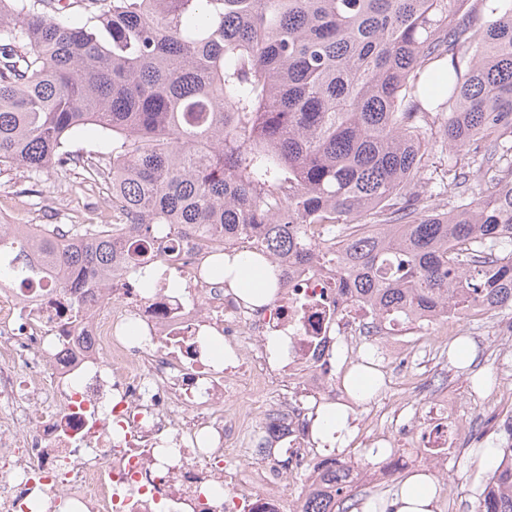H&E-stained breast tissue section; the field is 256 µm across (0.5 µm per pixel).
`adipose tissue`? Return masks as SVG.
Masks as SVG:
<instances>
[{"mask_svg":"<svg viewBox=\"0 0 512 512\" xmlns=\"http://www.w3.org/2000/svg\"><path fill=\"white\" fill-rule=\"evenodd\" d=\"M224 282L238 299L261 308L274 300L272 276L268 266L256 265L248 254L225 255ZM353 435L346 409L325 405L317 409L312 425V438L320 445L340 448ZM438 486L431 475L420 473L406 478L396 487L390 502L392 512H433Z\"/></svg>","mask_w":512,"mask_h":512,"instance_id":"adipose-tissue-1","label":"adipose tissue"}]
</instances>
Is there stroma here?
<instances>
[{
	"label": "stroma",
	"mask_w": 512,
	"mask_h": 512,
	"mask_svg": "<svg viewBox=\"0 0 512 512\" xmlns=\"http://www.w3.org/2000/svg\"><path fill=\"white\" fill-rule=\"evenodd\" d=\"M108 181L95 184L80 182L75 174L52 171L42 175L37 187H30L19 171H0L1 224H88L111 220ZM512 322V310L497 312L475 324L473 332H461L456 348L445 351L441 326L426 328L415 336V354L407 364L380 360L375 345L365 342L358 348L340 343L336 350L338 364L335 385H342L345 374L358 360H370L376 366L380 391L373 398L354 400L350 417L354 425L352 441L341 448H317L322 457L360 459L378 462L379 451H391L396 443L385 422L370 423L377 410L401 408L404 420L414 431L424 427L422 411L439 391L461 401L463 426L484 430L488 441L497 437L496 416L512 400V372L507 362L495 355L494 326ZM471 350L469 360L457 358L458 346ZM478 454L462 447L448 459L430 466L439 485L434 512H472L477 493L486 480L476 466Z\"/></svg>",
	"instance_id": "35a3bbf8"
}]
</instances>
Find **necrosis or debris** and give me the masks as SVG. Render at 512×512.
<instances>
[{
    "instance_id": "4bbe7bcc",
    "label": "necrosis or debris",
    "mask_w": 512,
    "mask_h": 512,
    "mask_svg": "<svg viewBox=\"0 0 512 512\" xmlns=\"http://www.w3.org/2000/svg\"><path fill=\"white\" fill-rule=\"evenodd\" d=\"M217 240H156L153 264L181 287L58 288L53 278L0 288V512H288V472L317 484L305 399L345 401L332 384L333 346L369 336L383 358L412 349L402 316L378 319L341 290L331 264L280 257L271 307H245L203 277ZM289 337L284 365L267 336ZM233 362L215 367L207 337ZM460 403L439 397L411 438L414 458L447 457L463 439ZM250 444L249 478L237 459Z\"/></svg>"
}]
</instances>
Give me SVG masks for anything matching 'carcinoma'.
Returning a JSON list of instances; mask_svg holds the SVG:
<instances>
[{"label": "carcinoma", "instance_id": "1", "mask_svg": "<svg viewBox=\"0 0 512 512\" xmlns=\"http://www.w3.org/2000/svg\"><path fill=\"white\" fill-rule=\"evenodd\" d=\"M89 125L119 211L65 249L0 224V287L104 288L166 234L253 235L278 289L288 254L386 319L512 307V0H0V168L93 180L66 149ZM365 468L332 458L298 512H353ZM475 512H512V468ZM428 175H431L436 182H443L445 185L451 181V176L448 174V157L447 152L436 148L428 156Z\"/></svg>", "mask_w": 512, "mask_h": 512}]
</instances>
